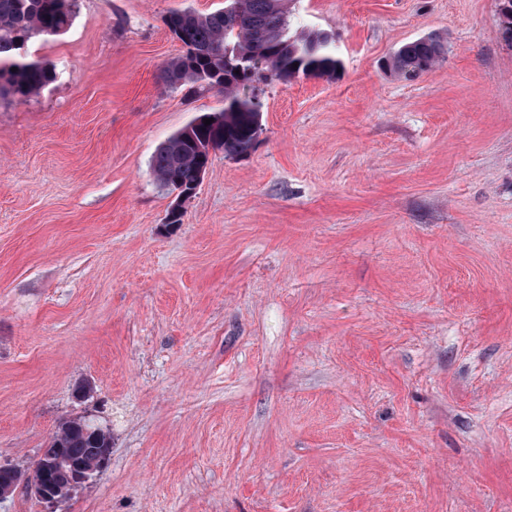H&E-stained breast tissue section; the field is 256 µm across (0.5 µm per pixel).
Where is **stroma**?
I'll use <instances>...</instances> for the list:
<instances>
[{"instance_id":"stroma-1","label":"stroma","mask_w":512,"mask_h":512,"mask_svg":"<svg viewBox=\"0 0 512 512\" xmlns=\"http://www.w3.org/2000/svg\"><path fill=\"white\" fill-rule=\"evenodd\" d=\"M223 6L75 0L26 47L56 79L0 99V463L81 417L112 450L62 512H512L499 0H285L340 77L268 82L168 224L151 158L224 96L163 83L165 18ZM444 53L439 38L427 36L401 46L390 57L392 71L405 78H415L430 71Z\"/></svg>"}]
</instances>
